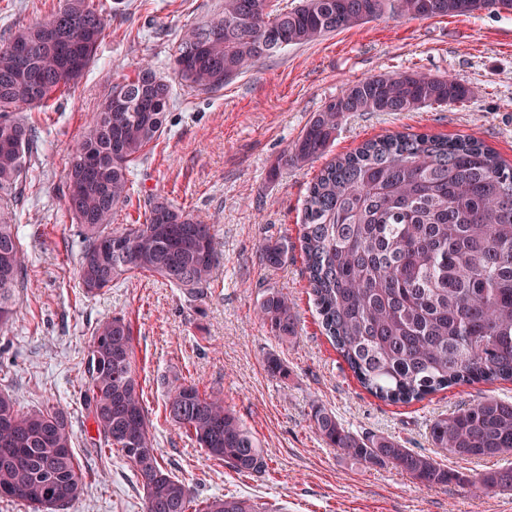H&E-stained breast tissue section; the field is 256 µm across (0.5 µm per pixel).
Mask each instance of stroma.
Returning a JSON list of instances; mask_svg holds the SVG:
<instances>
[{
	"instance_id": "35a3bbf8",
	"label": "stroma",
	"mask_w": 512,
	"mask_h": 512,
	"mask_svg": "<svg viewBox=\"0 0 512 512\" xmlns=\"http://www.w3.org/2000/svg\"><path fill=\"white\" fill-rule=\"evenodd\" d=\"M60 3L0 0V41ZM99 3L109 22L94 63L69 92L52 96L48 108L25 112L38 124L40 138L19 194L8 201L28 262L18 319L0 334V388L23 410L60 405L69 412L84 490L68 512H145L140 478L116 449L94 446L96 427L82 405L92 329L115 315L132 327L160 461L195 501L235 496L263 512H512V493L482 494L474 485L479 474L512 465V453L454 459L429 439L439 414L486 395L512 399V383L456 385L411 404L375 398L323 333L300 250L278 268L257 253L265 238L297 240L307 187L328 161L386 133L471 134L512 162V13L413 21L386 15L288 47L221 91L174 87L167 126L134 164V192L113 222L125 226L144 195L162 193L213 225L218 264L206 295L190 300L149 275L83 295L62 182L74 141L113 84L145 63L170 75L182 29L217 19L223 0ZM405 69L454 76L470 87L471 97L416 112L352 114L341 120L323 157L271 176L272 164L348 83ZM270 288L296 304L297 334L290 343H279L255 316ZM272 352L287 364V378L266 373L264 359ZM176 379L222 393L225 405L261 442L265 473L224 467L167 421V384ZM316 404L352 431L392 437L432 456L461 473L462 481L429 489L393 465L366 468L340 456L314 429Z\"/></svg>"
}]
</instances>
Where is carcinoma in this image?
Wrapping results in <instances>:
<instances>
[{
    "label": "carcinoma",
    "instance_id": "1",
    "mask_svg": "<svg viewBox=\"0 0 512 512\" xmlns=\"http://www.w3.org/2000/svg\"><path fill=\"white\" fill-rule=\"evenodd\" d=\"M512 12V0H224L221 16L184 29L173 59L178 82L202 92L224 84L279 42L308 44L389 13L411 20ZM108 16L90 0H63L49 16L0 43V194L19 188L38 127L17 115L75 85L94 60ZM469 87L450 76L415 70L372 75L329 100L272 169L305 164L325 153L342 118L355 112H415L461 103ZM171 84L145 64L112 87L93 113L64 174L66 199L81 248L78 279L95 295L136 274L159 276L196 298L217 264L211 226L150 194L141 224L113 226L131 198V165L162 135ZM299 242L309 294L324 334L369 394L392 404L420 402L455 385L512 382V164L471 134L445 138L392 132L329 162L310 183ZM288 238L264 239L269 267L288 261ZM26 261L12 213L0 210V333L16 314ZM256 316L279 341L296 335L298 312L288 294L269 289ZM272 377L288 368L276 354L264 360ZM83 407L96 425L98 446L117 448L136 468L145 512H260L247 499L213 498L203 508L184 483L162 467L132 359L130 324L114 316L92 332ZM168 420L209 458L238 473L264 472L257 438L219 393L194 383L168 384ZM317 434L365 467L393 464L426 488L461 477L430 456L390 437L353 433L321 406ZM68 411L24 412L0 390V498L37 512H63L83 490L72 449ZM429 438L451 457L486 459L512 452V402L481 399L430 424ZM483 493L512 491V467L477 480Z\"/></svg>",
    "mask_w": 512,
    "mask_h": 512
}]
</instances>
